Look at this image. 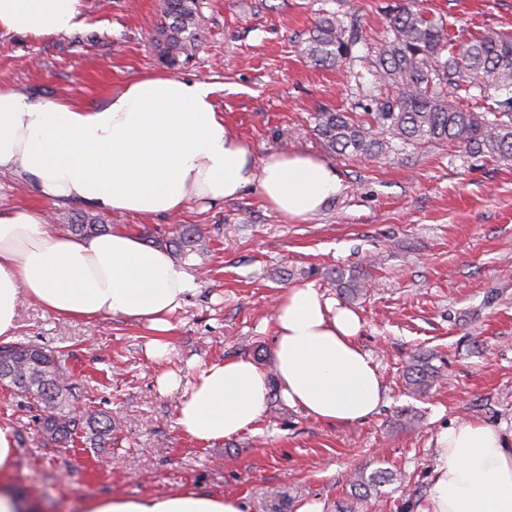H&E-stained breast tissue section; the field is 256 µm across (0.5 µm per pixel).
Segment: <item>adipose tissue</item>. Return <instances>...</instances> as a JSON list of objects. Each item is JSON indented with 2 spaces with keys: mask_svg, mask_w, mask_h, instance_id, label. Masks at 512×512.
Masks as SVG:
<instances>
[{
  "mask_svg": "<svg viewBox=\"0 0 512 512\" xmlns=\"http://www.w3.org/2000/svg\"><path fill=\"white\" fill-rule=\"evenodd\" d=\"M84 0H0V30L35 38L74 31ZM213 85L150 73L98 106L33 97L0 80V175L29 181L55 201L139 216L176 214L193 202H220L258 185L264 201L290 220L317 214L336 194L332 164L308 153L255 161L217 112ZM199 288L164 250L122 230L93 237L59 232L43 214L0 211V340L16 331L22 298L92 322L122 316L156 333L150 359L168 354V313ZM273 360L289 405L327 422L359 423L385 400L372 357L359 345L361 324L306 284L282 292L273 310ZM161 392L180 390L176 423L211 443L252 428L268 399L266 373L239 357L199 366L191 382L173 373ZM426 512H512V436L478 420L442 430L436 440ZM17 450L0 428V512H41L13 486ZM76 512H243L238 499L194 491L151 498L88 496Z\"/></svg>",
  "mask_w": 512,
  "mask_h": 512,
  "instance_id": "ef3b65f1",
  "label": "adipose tissue"
}]
</instances>
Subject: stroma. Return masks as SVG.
<instances>
[{"mask_svg": "<svg viewBox=\"0 0 512 512\" xmlns=\"http://www.w3.org/2000/svg\"><path fill=\"white\" fill-rule=\"evenodd\" d=\"M400 0H198V48L174 67L157 43L159 0H85L86 20L69 34L35 39L0 31V79L47 98L102 104L138 77L171 75L211 82L217 108L255 160L282 152L331 163L341 188L322 210L292 221L268 208L258 186L217 204H193L155 217L107 213L112 229L145 243L183 224L200 229L185 265L198 292L169 317L170 353L146 355V324L106 316L97 324L60 318L29 299L16 338L61 352L76 405L113 413L120 427L104 447L82 440L57 447L41 439L38 411L0 388V427L17 448L15 484L48 512H70L88 495L154 497L176 490L235 496L244 512H423L436 437L474 419L512 432V162L468 156L445 142L401 147L380 160L341 156L315 131V115L352 110L358 90L346 71L314 66L301 49L325 13L356 20L368 46L385 36L386 13ZM448 18L460 40L489 28L512 30V0H417ZM84 212L78 202L38 197L30 184L0 175V210ZM340 270L366 281L353 302L360 345L385 387L367 421L324 422L289 406L278 388L255 427L204 444L176 424L177 396L157 377L190 380L198 366L237 357L273 374L276 298L311 284L330 299ZM444 357L425 394L405 387L416 357ZM407 476L361 496L355 471Z\"/></svg>", "mask_w": 512, "mask_h": 512, "instance_id": "stroma-1", "label": "stroma"}]
</instances>
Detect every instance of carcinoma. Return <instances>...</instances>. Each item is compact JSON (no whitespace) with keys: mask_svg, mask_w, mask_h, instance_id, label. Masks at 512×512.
<instances>
[{"mask_svg":"<svg viewBox=\"0 0 512 512\" xmlns=\"http://www.w3.org/2000/svg\"><path fill=\"white\" fill-rule=\"evenodd\" d=\"M163 57L174 66L190 58L197 44V0H161ZM363 41L356 22L337 14L322 16L305 41L303 52L316 66H348L349 78L362 85L354 69L367 71L393 89L375 105L357 102L363 112L325 110L316 114L315 131L333 151L381 158L391 141L425 145L446 141L466 153L492 161H512V32L487 29L460 44L447 23L412 6L398 5L388 14L387 36L375 54L354 55ZM478 90L479 95L472 94ZM96 215L75 214L64 233L89 237L107 232ZM197 229L183 225L168 241L173 254L185 258L195 251ZM336 286L347 300L364 290L365 282L336 273ZM438 371L429 359L412 365L407 384L415 393L432 387ZM0 386L32 400L40 411V433L59 444L74 441L82 431L95 444L112 439V415L77 413L69 399L73 384L62 354L30 343L0 345ZM395 474L355 473L353 485L368 488Z\"/></svg>","mask_w":512,"mask_h":512,"instance_id":"1","label":"carcinoma"}]
</instances>
